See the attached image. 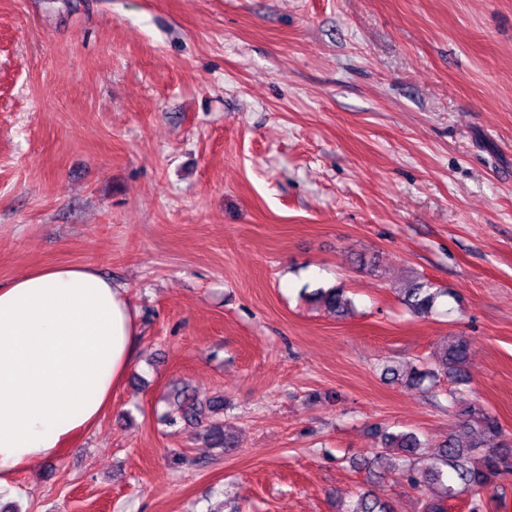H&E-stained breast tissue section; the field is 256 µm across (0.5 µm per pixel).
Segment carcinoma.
Instances as JSON below:
<instances>
[{
	"label": "carcinoma",
	"instance_id": "obj_1",
	"mask_svg": "<svg viewBox=\"0 0 512 512\" xmlns=\"http://www.w3.org/2000/svg\"><path fill=\"white\" fill-rule=\"evenodd\" d=\"M444 294L441 289L420 279L410 282L402 289V301L408 310L417 317H425L434 312L438 298ZM314 298L326 309L342 316L351 306L345 288L336 285L318 288ZM470 360V347L463 338L447 341L441 348L440 359L430 368L420 359H412L404 364L387 365L385 377L403 386L429 392L438 396L436 388L440 382L452 385L446 393L448 410L456 411L461 418L464 439L453 435L439 445L432 457L421 463V448L425 443L414 432L380 431L382 446L375 449L374 455L365 461L368 468L378 472L379 477L400 470L408 485L415 489H434L436 493L422 500L421 512H447L446 503L460 495L470 493L469 512H481V493L490 489L494 492L512 475V458L498 448L502 436V425L498 418L483 404L473 402L459 405L456 387L468 382L467 367ZM224 410V399L218 397L201 406L194 398L185 396L175 412L165 413L161 421L175 427L184 423H201L206 413L218 414ZM207 438L215 448H231L232 440L226 436L224 425L212 423L207 428ZM344 512H395L394 505L369 491H362L357 499Z\"/></svg>",
	"mask_w": 512,
	"mask_h": 512
}]
</instances>
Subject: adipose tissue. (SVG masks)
Instances as JSON below:
<instances>
[{"label": "adipose tissue", "instance_id": "1", "mask_svg": "<svg viewBox=\"0 0 512 512\" xmlns=\"http://www.w3.org/2000/svg\"><path fill=\"white\" fill-rule=\"evenodd\" d=\"M125 287L89 266L0 286V491L95 427L139 343Z\"/></svg>", "mask_w": 512, "mask_h": 512}]
</instances>
